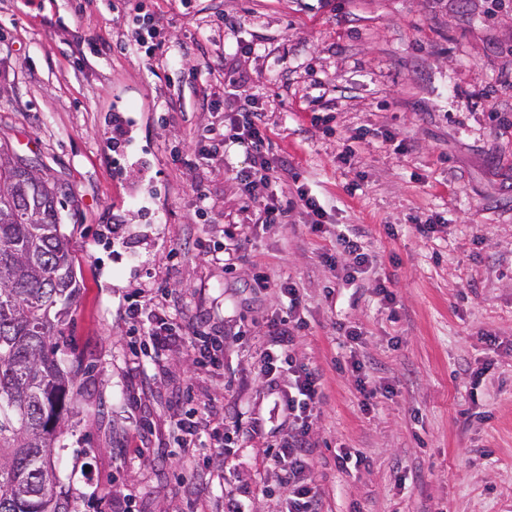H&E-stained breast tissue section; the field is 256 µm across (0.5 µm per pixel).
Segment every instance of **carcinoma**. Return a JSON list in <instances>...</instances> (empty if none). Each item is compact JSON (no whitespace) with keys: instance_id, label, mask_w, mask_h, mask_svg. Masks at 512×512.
Masks as SVG:
<instances>
[{"instance_id":"carcinoma-1","label":"carcinoma","mask_w":512,"mask_h":512,"mask_svg":"<svg viewBox=\"0 0 512 512\" xmlns=\"http://www.w3.org/2000/svg\"><path fill=\"white\" fill-rule=\"evenodd\" d=\"M64 202L0 144V512H69L47 465L82 371L54 342L78 291Z\"/></svg>"}]
</instances>
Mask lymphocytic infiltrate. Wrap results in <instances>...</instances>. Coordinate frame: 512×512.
<instances>
[{"label":"lymphocytic infiltrate","instance_id":"f902f5d3","mask_svg":"<svg viewBox=\"0 0 512 512\" xmlns=\"http://www.w3.org/2000/svg\"><path fill=\"white\" fill-rule=\"evenodd\" d=\"M236 146L247 160L236 170L235 179L245 194L258 207L259 220L264 224H282L294 205H301L309 218L310 228L321 231L326 210L320 201L299 190L297 202H285L270 194L269 173L276 164L270 154L266 115L256 103L248 102L225 114L220 127H207L195 142L198 156L207 158ZM261 289H273L287 302V314L274 317L267 324L265 347L260 354V372L268 385H275L280 369H288L294 380L282 392L280 408L288 419V437L272 449L265 461L267 468L278 471L286 491V512H321V500L308 477L309 460L316 450L311 431L316 420V408L323 396V374L315 367L297 363L292 346L305 321L300 315L302 296L295 284L282 281L269 284L259 279Z\"/></svg>","mask_w":512,"mask_h":512}]
</instances>
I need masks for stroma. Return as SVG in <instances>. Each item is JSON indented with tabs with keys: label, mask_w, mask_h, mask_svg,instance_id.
Returning a JSON list of instances; mask_svg holds the SVG:
<instances>
[{
	"label": "stroma",
	"mask_w": 512,
	"mask_h": 512,
	"mask_svg": "<svg viewBox=\"0 0 512 512\" xmlns=\"http://www.w3.org/2000/svg\"><path fill=\"white\" fill-rule=\"evenodd\" d=\"M137 25L169 55L132 51ZM218 95L263 103L285 162L271 188L324 199L323 232L298 208L260 224L232 178L237 148L189 163L195 136L224 123ZM499 112L512 114V0H0V143L74 197L63 231L80 290L60 346L83 370L52 452L71 512L131 494L137 512H221L229 491L247 512H280L263 462L288 421L258 358L282 304L260 275L300 288L294 356L324 373L310 461L323 512H512V124ZM340 225L373 257L349 285L322 259ZM200 238L237 253L236 269ZM132 302L174 315L169 345L130 322ZM200 321L223 336V367L197 360ZM231 405L257 425L234 467L183 452L178 420L192 410L209 429ZM345 449L358 469L339 466Z\"/></svg>",
	"instance_id": "1"
}]
</instances>
